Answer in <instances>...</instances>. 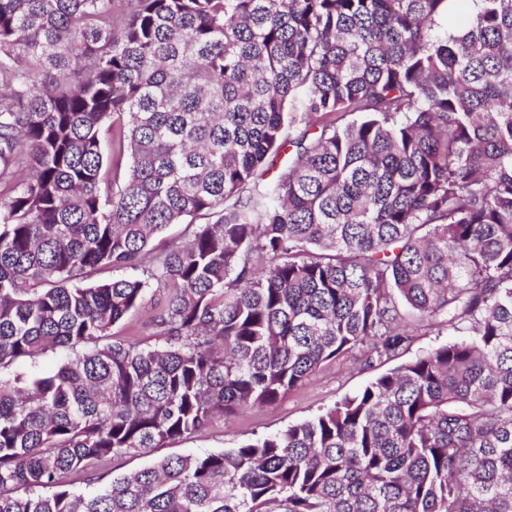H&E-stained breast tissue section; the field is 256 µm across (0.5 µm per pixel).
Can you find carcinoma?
I'll return each mask as SVG.
<instances>
[{
	"instance_id": "cac0c4a2",
	"label": "carcinoma",
	"mask_w": 512,
	"mask_h": 512,
	"mask_svg": "<svg viewBox=\"0 0 512 512\" xmlns=\"http://www.w3.org/2000/svg\"><path fill=\"white\" fill-rule=\"evenodd\" d=\"M114 2L0 0V512H512V0ZM152 282L157 343L106 341ZM403 307L461 338L69 488L390 358ZM186 224H171L150 243L152 254L160 255L173 245L183 241ZM407 331L412 336L389 360L374 359L365 363L364 355L353 350L326 363L319 372L271 406L239 409L229 416L217 418L197 436L171 442L147 457L111 458L100 472L109 476L130 474L153 460L167 456L199 455L239 447L258 436L307 420L345 397L356 394L376 377L460 337L448 327L410 326Z\"/></svg>"
}]
</instances>
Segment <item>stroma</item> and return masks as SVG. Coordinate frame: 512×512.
I'll return each instance as SVG.
<instances>
[{
    "label": "stroma",
    "mask_w": 512,
    "mask_h": 512,
    "mask_svg": "<svg viewBox=\"0 0 512 512\" xmlns=\"http://www.w3.org/2000/svg\"><path fill=\"white\" fill-rule=\"evenodd\" d=\"M166 293L157 284H150L142 306L127 319L112 327L114 339L155 343L153 312L165 303ZM411 336L389 360L366 362L359 351L346 353L326 363L297 388L289 391L278 402L265 407L237 410L215 419L197 436L175 441L156 449L154 458L176 455H199L236 448L258 436L285 429L288 425L307 420L321 410L362 390L376 377L406 363L434 348L453 341L455 335L448 328L414 326Z\"/></svg>",
    "instance_id": "obj_1"
}]
</instances>
